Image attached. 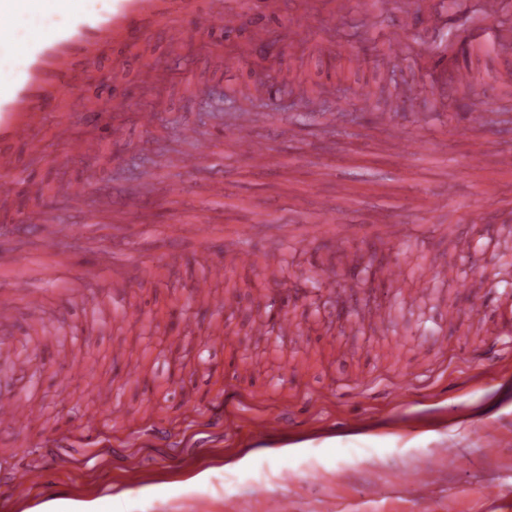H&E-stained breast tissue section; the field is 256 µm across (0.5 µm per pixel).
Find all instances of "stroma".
I'll list each match as a JSON object with an SVG mask.
<instances>
[{
	"instance_id": "35a3bbf8",
	"label": "stroma",
	"mask_w": 512,
	"mask_h": 512,
	"mask_svg": "<svg viewBox=\"0 0 512 512\" xmlns=\"http://www.w3.org/2000/svg\"><path fill=\"white\" fill-rule=\"evenodd\" d=\"M447 2L446 27L434 33L415 27L411 40L453 47L457 67L472 71L469 97L483 109L477 129L455 108L434 109L426 57H390L388 24L365 27L351 11L321 16L303 43L270 67V83L286 91L261 131L274 149L264 171H252L224 142L255 106L245 94L254 80L251 65L228 60L234 41L254 33L250 16L230 42L187 26L177 62L161 39L149 41L144 60L161 74L154 84L143 82L139 65L118 70L102 63L101 73L128 89L135 108L153 103V130L127 114L95 151L69 162L58 154L39 159L22 141L14 146V170L23 177L89 182L81 202L58 194L46 200L62 224L82 221L103 193L122 214L120 223L98 224L81 236L60 233L69 264L55 278H45L37 263L0 267V288L23 278L46 298L43 307L19 316L10 335H0V393L31 398L45 409L39 423L11 427L10 447H0V472L29 455L65 498L106 497L110 512H264L270 494L287 498L288 512H318L324 497L339 512H512V280L501 277L512 266V231L505 224L512 216V112L495 108L500 80L512 76V45L470 52L460 20L478 0ZM313 82L334 88L328 111L304 109ZM228 87L239 91L229 112ZM365 87L377 106L404 89L408 100L393 115L395 131L374 125L355 96ZM187 123L207 136L198 146L205 159L195 170L174 162L184 149L177 131ZM395 133L415 141L416 152L395 154L389 146ZM477 148L484 158L476 164L471 154ZM151 163L159 183L144 189L140 172ZM217 176L224 179V195L212 199L206 187ZM170 183L179 185V197L165 196ZM340 183L348 185V198H337ZM443 192L447 209L426 212L425 197ZM488 193L498 198L499 215L472 223V211ZM33 206L23 195L0 206V217L13 220L7 239L14 254L37 247L39 228L17 221ZM327 213L336 223L357 225L348 249L399 267L397 280H384L377 267L368 274L340 267L336 244L323 231L296 237L275 230L311 225ZM381 214L397 226L396 236H374L371 224ZM207 216L215 220L213 237L237 236L253 254L251 265L224 272L230 310L193 300L196 282L207 273L200 262L204 245L167 233ZM260 222L273 230L258 242L247 230ZM462 237L472 242L470 254L456 248ZM103 246L134 260L110 275L96 266ZM272 269L296 288L288 300L296 334L256 331L279 308ZM474 275L495 289L493 303L476 300L466 288ZM380 305L390 315L372 321L370 310ZM128 308L138 309V323L123 322ZM452 308L461 313L454 323L448 320ZM219 323L230 339L206 343ZM168 325L187 353L181 384L153 353ZM495 337L506 345L499 360L475 366L476 352ZM117 344L122 354L113 353ZM19 354L37 357L23 373L13 367ZM237 362L248 365L246 377L235 375ZM296 367L301 375H293ZM106 381L111 389H103ZM270 381L274 389L248 400L252 384ZM229 386L244 394L243 403L225 402ZM210 400L222 403L224 414L214 437L200 411ZM89 409L101 417L103 442L123 449L122 464L84 447L80 422ZM288 410L302 427L282 440L257 443L254 427L275 423ZM143 427L164 428L186 456L175 461L144 446ZM62 432L68 447L43 455V443ZM489 433L500 444L493 456L482 451ZM447 446L455 456H440ZM425 466L437 467L444 479L429 499L416 501L403 481ZM203 471L207 484L194 489ZM150 485L163 487V494L137 496ZM490 486L496 498L486 496Z\"/></svg>"
}]
</instances>
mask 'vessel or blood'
Here are the masks:
<instances>
[{
  "mask_svg": "<svg viewBox=\"0 0 512 512\" xmlns=\"http://www.w3.org/2000/svg\"><path fill=\"white\" fill-rule=\"evenodd\" d=\"M283 4L284 0H112V6L105 14H71L68 26L27 36L21 31L22 23L33 22L49 12L71 13V0H0V49L16 55L20 61L19 66L0 77V199L8 200L19 192L33 197L38 195L39 184L22 183L15 176L9 150L22 138L28 139L33 149H40L36 129L46 113L56 115L50 135L65 146L66 158L80 156L86 150L89 142L76 135L73 120L67 112L68 97L95 73L99 61L110 57L119 64L133 63L139 47L158 36L163 38L168 56L177 60L184 49L187 24H195L216 35L231 33L239 27L246 11L256 8L274 16L281 12ZM503 5L504 0H480L476 13L467 16L465 22L477 29L496 27L502 40H512V25L503 20ZM317 15V9L313 8L303 15L289 17L280 33L281 42L292 45L302 29L315 25ZM391 27L395 36L390 49L393 57L398 59L413 49L406 13L394 17ZM268 36L265 27L256 28L250 40L237 43L235 61L253 59ZM129 108L125 92L112 86L103 92L100 112L90 114L87 121L96 126L101 116L119 115L128 112ZM269 118L267 109L251 112L232 136L235 153L243 156L254 171L266 169L272 159L270 145L258 134ZM20 221L38 226L41 253L60 259L58 228L48 211L39 207L27 210ZM334 232L339 262L342 266H351L353 255L347 243L355 235L356 228L351 224H339ZM251 258L250 251L236 248L234 239H225L220 254L209 260L207 277L196 286V294L208 297L212 307L228 306L227 298L212 292L210 282L223 277L225 264L244 266ZM41 301V294L24 282L0 290V329L11 328L21 310L37 308ZM41 415V406L30 400L16 395L0 397L2 429L19 420L38 422ZM440 480L437 469L425 467L411 473L404 486L415 499L423 500ZM46 482L44 470L24 458L0 473V485L17 501L28 500Z\"/></svg>",
  "mask_w": 512,
  "mask_h": 512,
  "instance_id": "b4317fda",
  "label": "vessel or blood"
}]
</instances>
